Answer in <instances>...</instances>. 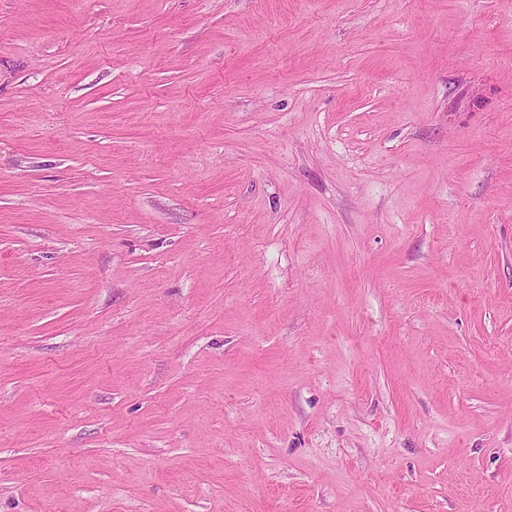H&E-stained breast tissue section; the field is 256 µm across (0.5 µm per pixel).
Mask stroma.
Instances as JSON below:
<instances>
[{
    "instance_id": "obj_1",
    "label": "stroma",
    "mask_w": 512,
    "mask_h": 512,
    "mask_svg": "<svg viewBox=\"0 0 512 512\" xmlns=\"http://www.w3.org/2000/svg\"><path fill=\"white\" fill-rule=\"evenodd\" d=\"M0 512H512V0H0Z\"/></svg>"
}]
</instances>
